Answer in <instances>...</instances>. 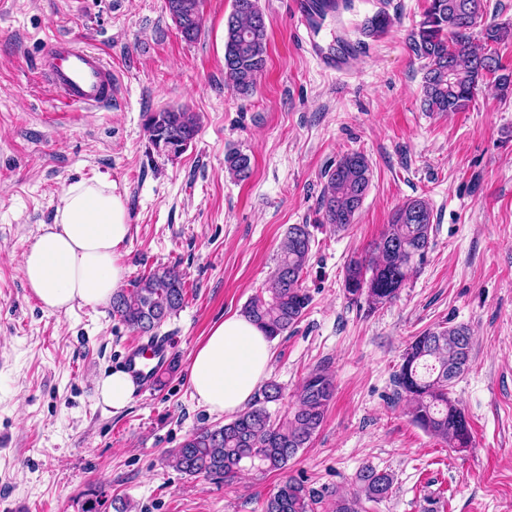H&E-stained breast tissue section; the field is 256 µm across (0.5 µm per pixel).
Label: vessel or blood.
<instances>
[{
  "instance_id": "obj_1",
  "label": "vessel or blood",
  "mask_w": 512,
  "mask_h": 512,
  "mask_svg": "<svg viewBox=\"0 0 512 512\" xmlns=\"http://www.w3.org/2000/svg\"><path fill=\"white\" fill-rule=\"evenodd\" d=\"M305 47L324 70L347 73L348 55L336 57L321 52L312 39H305ZM44 77L57 90L63 102L77 109H104L112 103L114 79L112 69L102 57L89 49L77 46L67 39L47 42L41 57ZM172 356L170 338L157 337L129 348L125 368L139 383L152 380Z\"/></svg>"
}]
</instances>
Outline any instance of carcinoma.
Segmentation results:
<instances>
[{
	"instance_id": "carcinoma-1",
	"label": "carcinoma",
	"mask_w": 512,
	"mask_h": 512,
	"mask_svg": "<svg viewBox=\"0 0 512 512\" xmlns=\"http://www.w3.org/2000/svg\"><path fill=\"white\" fill-rule=\"evenodd\" d=\"M203 0H164L165 10L182 38L197 40L202 27ZM487 0H428L423 18L412 33L409 49L424 61L422 103L427 112H463L480 85L492 79L501 95L512 94V71L499 57L472 42L481 28L485 43L504 40L507 30L481 26ZM392 24L388 12L377 11L364 24L368 36L384 34ZM268 28L258 0H234L225 23L224 76L240 95L251 94L266 63ZM145 128L153 147L169 155L184 153L199 131L197 116L170 108L146 115ZM227 168L238 178L248 176L251 159L241 152L226 157ZM319 201L320 223L336 231L354 223L371 182V166L361 153L342 156L326 172ZM433 215L422 197L409 198L395 211L370 254L353 255L344 267L343 286L353 302L363 301L374 311L393 301L408 279L421 268L431 247ZM307 224H293L280 248L275 272L265 288L245 305L243 314L274 339L297 324L311 296L303 276L311 254ZM185 283L176 268H161L134 280L133 287L112 295V315L140 336L156 337L155 330L182 308ZM472 335L464 325L438 326L411 340L394 383L412 420L452 448L471 441L469 422L451 397L457 380L471 366ZM336 394L333 376L325 369L307 375L296 395L295 407L281 418L269 405L283 399L281 386L271 380L255 393L252 403L229 422L189 433L169 450L173 467L190 476L232 481L249 470L282 471L322 427ZM361 496L308 487L293 477L283 479L265 504V512H360L361 498L379 501L393 485L390 472L373 466L356 475Z\"/></svg>"
}]
</instances>
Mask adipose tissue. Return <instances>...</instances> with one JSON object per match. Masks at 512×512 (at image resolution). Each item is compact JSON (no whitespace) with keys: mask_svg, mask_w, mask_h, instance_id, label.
<instances>
[{"mask_svg":"<svg viewBox=\"0 0 512 512\" xmlns=\"http://www.w3.org/2000/svg\"><path fill=\"white\" fill-rule=\"evenodd\" d=\"M115 189L98 179L66 186L53 223L42 225L24 252L23 280L43 310L104 306L120 288L126 275L120 249L131 226ZM271 360V342L255 322L237 313L224 317L193 351L192 395L210 413H237L265 380Z\"/></svg>","mask_w":512,"mask_h":512,"instance_id":"ef3b65f1","label":"adipose tissue"}]
</instances>
